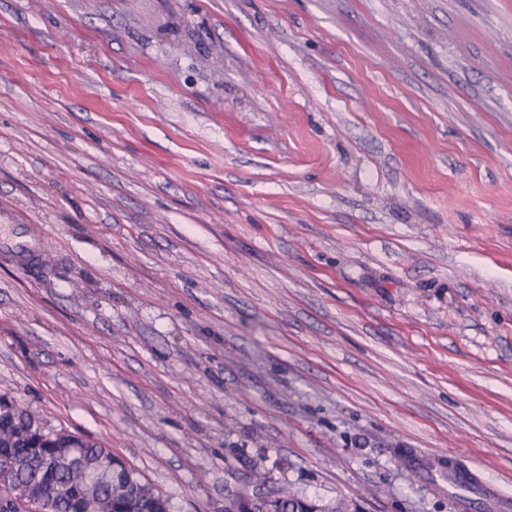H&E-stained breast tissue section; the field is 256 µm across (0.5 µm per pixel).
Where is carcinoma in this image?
Masks as SVG:
<instances>
[{
    "label": "carcinoma",
    "mask_w": 512,
    "mask_h": 512,
    "mask_svg": "<svg viewBox=\"0 0 512 512\" xmlns=\"http://www.w3.org/2000/svg\"><path fill=\"white\" fill-rule=\"evenodd\" d=\"M29 424V413L25 410L11 422L0 420V432L7 436L0 450L11 460L15 481L33 493L43 494L44 512H77L75 504L81 484L71 483L70 468L66 465L61 464L50 472L33 460L27 436ZM78 452L79 464L85 471L84 482L93 483V494L101 505V512H170L168 499L142 481L132 468L121 469L114 481L100 479L98 469L112 462L114 455L98 443L86 439ZM316 509L319 512H356V508L345 502L317 504L275 489L243 495L225 512H314Z\"/></svg>",
    "instance_id": "carcinoma-1"
}]
</instances>
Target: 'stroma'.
Wrapping results in <instances>:
<instances>
[{
	"mask_svg": "<svg viewBox=\"0 0 512 512\" xmlns=\"http://www.w3.org/2000/svg\"><path fill=\"white\" fill-rule=\"evenodd\" d=\"M0 222V399L171 512H512V0H0ZM1 247L22 260L33 256H40L45 251V244L39 236H33L24 240L1 241ZM357 512L356 506L338 502L334 505L316 504L298 494L268 489L265 493L243 495L225 512Z\"/></svg>",
	"mask_w": 512,
	"mask_h": 512,
	"instance_id": "1",
	"label": "stroma"
}]
</instances>
